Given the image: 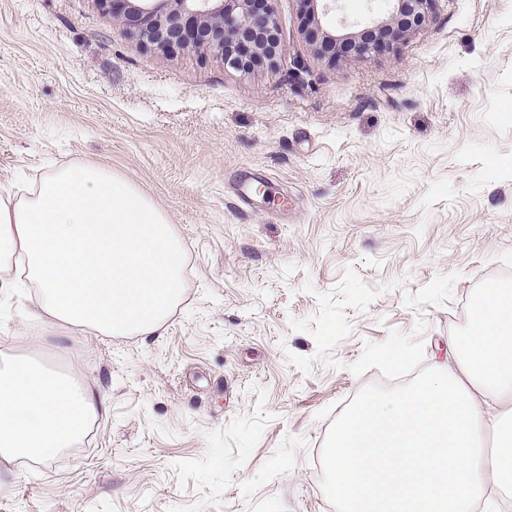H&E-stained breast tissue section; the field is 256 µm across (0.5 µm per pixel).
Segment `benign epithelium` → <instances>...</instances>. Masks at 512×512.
<instances>
[{
    "mask_svg": "<svg viewBox=\"0 0 512 512\" xmlns=\"http://www.w3.org/2000/svg\"><path fill=\"white\" fill-rule=\"evenodd\" d=\"M112 22L141 42L167 50L206 48L219 54L224 67L248 73L262 63L273 64L284 51L279 39L275 0H99ZM309 26L306 41L319 56L353 53L371 57L385 52L408 33L425 26L435 0H391L388 19L358 33L324 32L317 4L302 0Z\"/></svg>",
    "mask_w": 512,
    "mask_h": 512,
    "instance_id": "benign-epithelium-1",
    "label": "benign epithelium"
}]
</instances>
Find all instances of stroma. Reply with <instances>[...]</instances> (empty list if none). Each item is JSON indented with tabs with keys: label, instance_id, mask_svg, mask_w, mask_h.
<instances>
[{
	"label": "stroma",
	"instance_id": "stroma-1",
	"mask_svg": "<svg viewBox=\"0 0 512 512\" xmlns=\"http://www.w3.org/2000/svg\"><path fill=\"white\" fill-rule=\"evenodd\" d=\"M275 10L283 54L240 73L140 43L98 0H0V191L100 165L188 260L156 336L0 296V356L35 350L108 400L75 447L0 460V512H336L341 419L433 375L475 296L512 286V0H436L368 59L318 57L300 0Z\"/></svg>",
	"mask_w": 512,
	"mask_h": 512
}]
</instances>
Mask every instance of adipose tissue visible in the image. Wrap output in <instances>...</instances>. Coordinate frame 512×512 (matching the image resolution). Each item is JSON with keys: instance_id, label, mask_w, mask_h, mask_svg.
Wrapping results in <instances>:
<instances>
[{"instance_id": "1", "label": "adipose tissue", "mask_w": 512, "mask_h": 512, "mask_svg": "<svg viewBox=\"0 0 512 512\" xmlns=\"http://www.w3.org/2000/svg\"><path fill=\"white\" fill-rule=\"evenodd\" d=\"M24 264L35 317L106 336L161 332L185 291L182 241L127 179L91 163L48 172L30 196L0 192V272ZM466 352L395 394L364 397L336 429L329 471L340 512H496L512 487V289L475 301ZM102 393L31 356L0 360V458L71 447ZM495 433L493 460L483 441Z\"/></svg>"}]
</instances>
